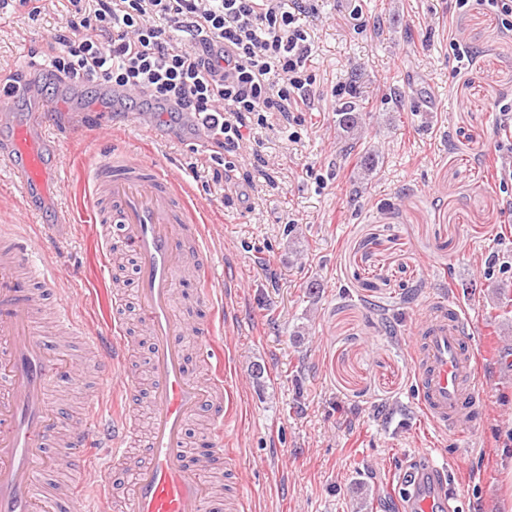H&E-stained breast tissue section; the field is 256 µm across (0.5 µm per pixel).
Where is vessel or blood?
Returning a JSON list of instances; mask_svg holds the SVG:
<instances>
[{
    "label": "vessel or blood",
    "mask_w": 512,
    "mask_h": 512,
    "mask_svg": "<svg viewBox=\"0 0 512 512\" xmlns=\"http://www.w3.org/2000/svg\"><path fill=\"white\" fill-rule=\"evenodd\" d=\"M45 123V111L30 113L12 125L0 146V160L28 202L44 196L54 178ZM88 178L95 197L92 229L101 248H110L109 227L117 224L123 246L137 260L136 300L151 340L149 430L140 435L134 408L108 418L92 398L84 421L59 434L57 424L67 410L57 393L71 383L75 369L65 353L48 346L43 313L53 307L58 335L77 337L97 353L114 394L129 399L136 385L124 371L131 345L121 335L123 298L117 293L111 298L110 331H86L61 298L56 269L35 257L14 226L1 224L0 512H224L226 503L212 494L208 473L235 456L224 445V431L236 401L223 367L207 382L192 377L186 346L194 344L199 358L211 361V327L186 322L172 305L173 291L184 279L198 281L206 302L221 281L204 210L167 166L126 152L99 157ZM476 362L462 334L459 307L431 310L417 332L413 364L419 404L435 430L469 427L480 418ZM199 415L208 417L215 434L206 454L195 457L186 426ZM91 441L111 447L113 462L131 469L116 481L101 478L100 492L90 498L84 447ZM63 448L74 477L64 489L47 481ZM399 498L404 512H450L457 496L448 489L445 470L431 465L403 485Z\"/></svg>",
    "instance_id": "1"
}]
</instances>
